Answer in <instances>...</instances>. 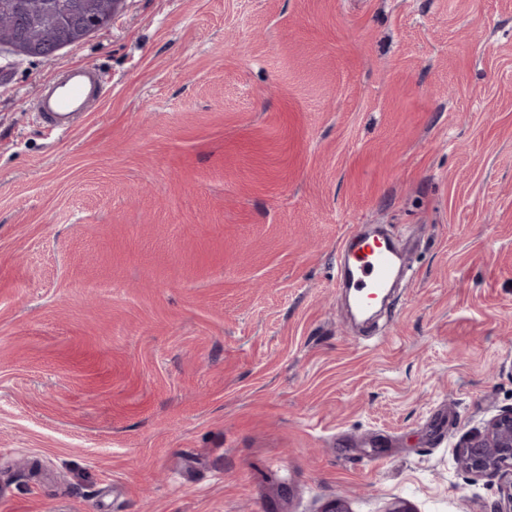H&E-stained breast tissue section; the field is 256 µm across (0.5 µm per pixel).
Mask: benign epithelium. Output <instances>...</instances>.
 Returning a JSON list of instances; mask_svg holds the SVG:
<instances>
[{"mask_svg":"<svg viewBox=\"0 0 512 512\" xmlns=\"http://www.w3.org/2000/svg\"><path fill=\"white\" fill-rule=\"evenodd\" d=\"M88 31L89 27L73 19H61L53 36L62 43L78 42ZM456 459L467 472L499 478L501 501L492 512H512V409L502 411L484 430L464 441Z\"/></svg>","mask_w":512,"mask_h":512,"instance_id":"1","label":"benign epithelium"}]
</instances>
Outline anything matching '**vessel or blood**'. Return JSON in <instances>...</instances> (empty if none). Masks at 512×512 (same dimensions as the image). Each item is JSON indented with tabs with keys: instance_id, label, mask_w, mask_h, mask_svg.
<instances>
[{
	"instance_id": "obj_1",
	"label": "vessel or blood",
	"mask_w": 512,
	"mask_h": 512,
	"mask_svg": "<svg viewBox=\"0 0 512 512\" xmlns=\"http://www.w3.org/2000/svg\"><path fill=\"white\" fill-rule=\"evenodd\" d=\"M106 94L98 72L77 65L61 70L42 88L35 102L40 119L52 130L68 133ZM404 256L388 235L361 231L344 244L337 261L338 285L349 293L358 313H368L387 296Z\"/></svg>"
}]
</instances>
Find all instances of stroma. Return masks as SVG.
Returning a JSON list of instances; mask_svg holds the SVG:
<instances>
[{"label": "stroma", "instance_id": "obj_1", "mask_svg": "<svg viewBox=\"0 0 512 512\" xmlns=\"http://www.w3.org/2000/svg\"><path fill=\"white\" fill-rule=\"evenodd\" d=\"M112 89L58 136L59 70ZM393 228L374 336L336 288ZM512 407V0H122L0 43V512H490ZM89 28V26L80 25L70 18L61 19L56 26L53 36L60 40V43L78 42L87 35ZM459 467L467 472L498 477L501 501L492 512L512 511V409L492 418L456 451Z\"/></svg>", "mask_w": 512, "mask_h": 512}]
</instances>
